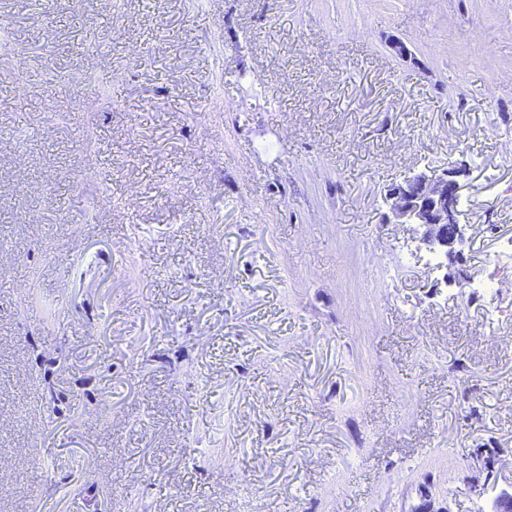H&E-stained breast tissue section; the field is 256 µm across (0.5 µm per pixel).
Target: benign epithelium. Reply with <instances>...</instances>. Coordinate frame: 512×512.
<instances>
[{
    "label": "benign epithelium",
    "mask_w": 512,
    "mask_h": 512,
    "mask_svg": "<svg viewBox=\"0 0 512 512\" xmlns=\"http://www.w3.org/2000/svg\"><path fill=\"white\" fill-rule=\"evenodd\" d=\"M466 173L465 166L452 161L440 173L429 168L408 172L385 190L388 221L417 226V249L448 255L465 238L459 201Z\"/></svg>",
    "instance_id": "benign-epithelium-1"
}]
</instances>
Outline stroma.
<instances>
[{"label":"stroma","instance_id":"35a3bbf8","mask_svg":"<svg viewBox=\"0 0 512 512\" xmlns=\"http://www.w3.org/2000/svg\"><path fill=\"white\" fill-rule=\"evenodd\" d=\"M0 64V512H492L512 0H0ZM467 168L449 162L440 173L425 168L409 171L401 181L385 190L383 202L388 209V221L393 224L417 226V249L448 257L455 245L465 238L458 208L467 176Z\"/></svg>","mask_w":512,"mask_h":512}]
</instances>
